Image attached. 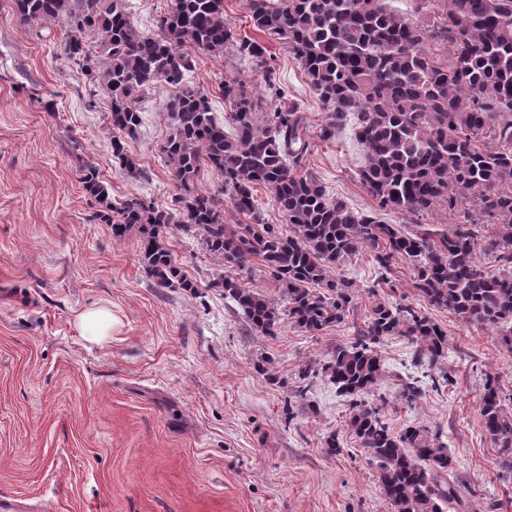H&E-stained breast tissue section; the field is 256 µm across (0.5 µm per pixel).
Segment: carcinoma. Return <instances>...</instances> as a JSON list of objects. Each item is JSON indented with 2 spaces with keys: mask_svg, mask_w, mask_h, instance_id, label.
<instances>
[{
  "mask_svg": "<svg viewBox=\"0 0 512 512\" xmlns=\"http://www.w3.org/2000/svg\"><path fill=\"white\" fill-rule=\"evenodd\" d=\"M439 2L441 22L425 28L383 0H248L254 28L288 45L324 105L320 139H336L356 115L355 137L365 149L359 177L379 207L410 216L437 208L458 215L446 230L419 224L407 234L333 200L303 171L304 113L279 87L265 46L237 40L224 20V0H169L151 34L134 25L130 0H14V9L23 23L66 26L63 53L107 91L112 153L132 175L141 171L125 145L143 124L139 103L157 83L177 89L168 104L172 134L161 146L178 189L175 210L137 196L112 203L90 164L81 177L115 234L141 229L140 260L157 287H192L159 239L160 228L176 224L223 258L225 273L213 287L224 289L254 330L273 335L286 318L316 332L343 322L356 294L354 282L329 269L369 248L385 271L395 259L414 265L412 287L427 308L491 328L511 350L512 0ZM429 42L446 47L448 60H439ZM186 45L213 56L234 45L241 56L262 60L271 98L231 77L220 86L230 111L217 120L207 92L187 81L194 64L182 51ZM208 170L222 177V190L200 187ZM259 185L288 234L262 218ZM226 197L250 223L227 222ZM482 224L495 225L493 234H479ZM482 255L498 268L483 265ZM253 257L280 283L282 301L230 275ZM389 336L407 338L415 363L426 365L424 376L439 386L431 371L448 359L446 332L426 313L390 302L372 309L354 342L337 347L321 369L304 367L299 378H325L349 400L347 426L377 461L391 512H465L443 432L419 423L394 431L370 403L386 377L376 345ZM423 392L422 380L408 376L399 397L412 406ZM480 415L512 470V409L490 379Z\"/></svg>",
  "mask_w": 512,
  "mask_h": 512,
  "instance_id": "1",
  "label": "carcinoma"
}]
</instances>
